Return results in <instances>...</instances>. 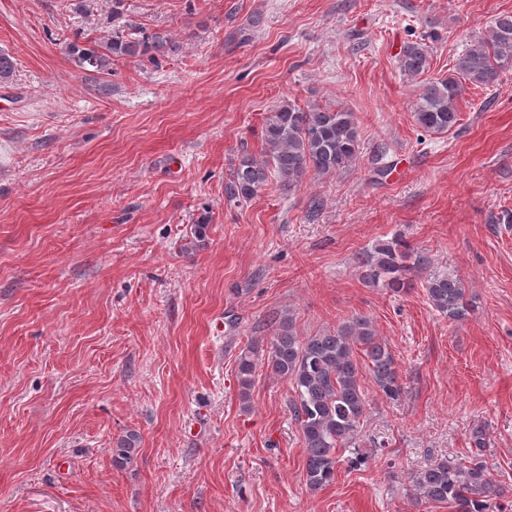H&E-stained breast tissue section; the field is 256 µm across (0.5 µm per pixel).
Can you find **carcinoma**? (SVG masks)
Returning <instances> with one entry per match:
<instances>
[{
    "label": "carcinoma",
    "instance_id": "1",
    "mask_svg": "<svg viewBox=\"0 0 512 512\" xmlns=\"http://www.w3.org/2000/svg\"><path fill=\"white\" fill-rule=\"evenodd\" d=\"M176 49V42L163 30L116 31L103 51L69 44V53L79 64L98 71L112 68V60L130 58L155 60ZM399 69L411 78L424 75L430 66V46L424 39L401 48ZM512 71V14L495 18L483 32L474 35L455 57L447 77L428 81L413 104L416 125L424 132L445 134L460 119L459 102L467 87H493L502 74ZM263 155H245L233 164L225 185L228 200L252 199L269 181L293 189L311 175L336 174L356 161L360 142L354 115L323 106L302 108L284 101L275 106L262 127ZM361 278L371 287L394 294L413 288L415 278L428 273L423 287L436 312L450 322L468 318L472 311L465 283L445 272H429L432 257L413 252L399 240L380 242L356 255ZM290 383L294 397L289 409L298 423L304 453L303 478L315 493L335 480L339 450H349L350 465L363 463L359 450L361 420L368 406L364 378L389 400L400 398L404 387L400 369L389 346L378 336L372 320L353 316L334 329L311 336L298 334L293 319L283 316L267 346L256 345L238 358L236 375L239 396L247 402L258 364ZM468 464L444 457L409 474L413 506L450 503L457 512H485L487 502L508 490L492 475L484 457V436H472ZM139 447V435L128 432L115 442L112 453L124 464Z\"/></svg>",
    "mask_w": 512,
    "mask_h": 512
}]
</instances>
